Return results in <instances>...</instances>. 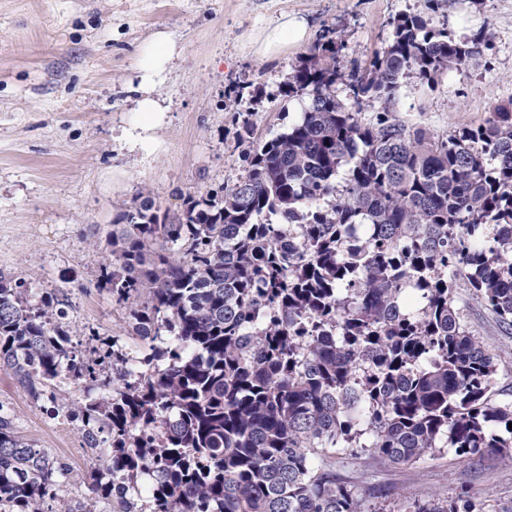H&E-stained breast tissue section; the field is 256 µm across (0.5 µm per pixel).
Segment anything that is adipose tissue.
Returning <instances> with one entry per match:
<instances>
[{"instance_id":"1","label":"adipose tissue","mask_w":512,"mask_h":512,"mask_svg":"<svg viewBox=\"0 0 512 512\" xmlns=\"http://www.w3.org/2000/svg\"><path fill=\"white\" fill-rule=\"evenodd\" d=\"M309 38V25L304 17L284 13L271 24L251 30L241 37L244 53L269 60L303 46ZM177 53L175 44L165 37L154 38L140 48L138 65L141 82L136 89V110L142 131L162 125L167 107L155 93L156 79L168 68Z\"/></svg>"}]
</instances>
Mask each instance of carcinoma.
<instances>
[{
    "mask_svg": "<svg viewBox=\"0 0 512 512\" xmlns=\"http://www.w3.org/2000/svg\"><path fill=\"white\" fill-rule=\"evenodd\" d=\"M487 43L404 14L346 76L329 40L283 90L311 96L287 131H237L245 176L177 213L119 204L101 277L144 349L117 336L78 349L52 297L32 305L0 275V370L81 422L91 499L121 512H374L336 476V452L512 459V400H490L499 364L453 304L470 289L512 334V100L446 135L393 114L404 79L432 89ZM365 101L379 104L374 122ZM68 380L88 396L69 401ZM70 473L0 403V512H53ZM414 512L484 510L462 491Z\"/></svg>",
    "mask_w": 512,
    "mask_h": 512,
    "instance_id": "obj_1",
    "label": "carcinoma"
}]
</instances>
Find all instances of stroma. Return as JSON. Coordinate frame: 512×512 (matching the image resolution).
Returning a JSON list of instances; mask_svg holds the SVG:
<instances>
[{
  "mask_svg": "<svg viewBox=\"0 0 512 512\" xmlns=\"http://www.w3.org/2000/svg\"><path fill=\"white\" fill-rule=\"evenodd\" d=\"M284 12L308 19L307 45L271 61L245 55L242 34ZM402 13L432 18L459 41L482 31L490 40L481 57L434 88L406 79L399 120L442 135L484 123L512 98V0H0V274L25 281L31 303L46 294L59 300L78 348L94 336H127V309L100 285L117 205L148 196L176 212L187 196L245 176L236 131L248 123L265 140L300 117L307 95L280 90L313 46L335 39L343 72L366 67ZM160 33L179 51L157 82L168 111L132 150L140 81L133 56ZM454 303L499 360L493 400H511L512 337L498 332L469 289H456ZM0 406L20 435L71 466L60 506L83 500L77 476L91 451L76 428L2 371ZM336 470L372 512H412L415 500L464 489L485 512L512 505V460L492 451L469 461L444 450L385 466L359 448L337 455Z\"/></svg>",
  "mask_w": 512,
  "mask_h": 512,
  "instance_id": "1",
  "label": "stroma"
}]
</instances>
